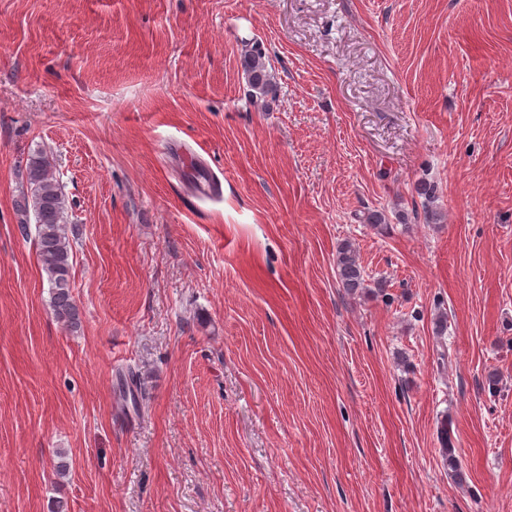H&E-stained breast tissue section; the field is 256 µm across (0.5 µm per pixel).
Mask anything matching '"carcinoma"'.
I'll return each instance as SVG.
<instances>
[{
    "label": "carcinoma",
    "mask_w": 512,
    "mask_h": 512,
    "mask_svg": "<svg viewBox=\"0 0 512 512\" xmlns=\"http://www.w3.org/2000/svg\"><path fill=\"white\" fill-rule=\"evenodd\" d=\"M243 70L250 87V96L266 110L277 101V86L269 71L265 52L258 46L243 56ZM27 187L22 193L23 218L18 228L23 236L29 234L28 214H33L36 225V249L42 271L49 283V306L57 321L70 329L80 327L77 305L72 295L71 269L73 249L66 224L67 200L50 162L41 153L31 156L26 166ZM336 269L342 288L354 293L364 287L363 269L353 245L346 241L336 252ZM440 439L448 476L460 481L463 472L454 453L448 421L441 422Z\"/></svg>",
    "instance_id": "cac0c4a2"
}]
</instances>
